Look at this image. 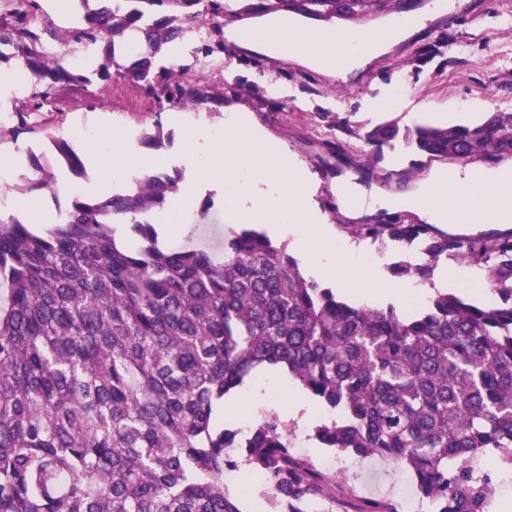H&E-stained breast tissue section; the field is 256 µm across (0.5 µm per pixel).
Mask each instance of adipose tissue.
Wrapping results in <instances>:
<instances>
[{"label": "adipose tissue", "mask_w": 512, "mask_h": 512, "mask_svg": "<svg viewBox=\"0 0 512 512\" xmlns=\"http://www.w3.org/2000/svg\"><path fill=\"white\" fill-rule=\"evenodd\" d=\"M440 9L429 8L419 19L407 15L391 16L374 27L351 29L353 47L343 53L325 54L315 46L316 40L335 32L334 24L313 21L297 15H272L243 19L229 26L225 36L243 50L273 58H285L292 63L314 69L331 79L358 78L373 61L389 53L396 46L413 38L422 22L438 18ZM93 161L107 174L106 180L94 186L97 194L110 192L113 182L142 163L141 156L124 146L117 138H104L92 150ZM499 172L495 169L439 170L416 184L401 201L403 207L413 210L428 224L448 223L452 211L473 198L471 185L476 178L494 182ZM336 199L349 218L360 220L374 216L388 207L380 194H367L358 183L342 176L336 180ZM279 395L288 404L292 416L311 417L313 408L307 398L287 379H279L276 387L257 381L224 405V414L243 419L266 405L272 395Z\"/></svg>", "instance_id": "adipose-tissue-1"}]
</instances>
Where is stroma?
Returning <instances> with one entry per match:
<instances>
[{
	"label": "stroma",
	"mask_w": 512,
	"mask_h": 512,
	"mask_svg": "<svg viewBox=\"0 0 512 512\" xmlns=\"http://www.w3.org/2000/svg\"><path fill=\"white\" fill-rule=\"evenodd\" d=\"M467 8L472 19H461L452 27L440 20L428 23L416 40L400 45L356 82L339 83L285 60L242 51L230 60L220 53L198 58L185 54L181 64L186 79L214 94L199 107L201 122L220 132L225 110L246 107L254 123L311 174V207L331 238L346 240L350 233L343 217L323 203L331 198L336 177L356 172L369 148L338 131L337 121L345 119L364 129L395 123L401 136L384 146L378 167L396 177L418 158L405 132L420 125L470 124L491 112H512V0H468ZM44 45L64 64L81 65L93 80L81 92L58 85L37 112L31 109L34 82L19 77L11 85H0V104L8 109L0 118V157L12 164L10 184L29 176V152H51L53 139L66 138L78 126L93 129L95 137L113 135L123 142H139L144 134L163 128L172 138L159 149L141 145L146 163L158 171L181 169L184 182H195V170L184 162V111L158 108L124 79L96 77L101 48L64 46L51 38ZM331 142L340 144V151L329 153ZM206 201L212 204L209 221L193 225L190 236H183L174 210L152 215L151 222L166 229V243L223 249L236 224L227 218L222 191L209 185L199 187L187 209L197 211ZM345 459L344 468L323 474L322 501L329 512H358L368 499L401 506L399 488L409 479L405 468L351 453ZM274 494L248 466L239 467L231 496L242 512H269Z\"/></svg>",
	"instance_id": "stroma-1"
}]
</instances>
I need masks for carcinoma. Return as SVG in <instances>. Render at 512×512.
<instances>
[{
  "label": "carcinoma",
  "instance_id": "cac0c4a2",
  "mask_svg": "<svg viewBox=\"0 0 512 512\" xmlns=\"http://www.w3.org/2000/svg\"><path fill=\"white\" fill-rule=\"evenodd\" d=\"M84 21L53 34L85 48L105 43L96 74L131 81L144 96L182 108L208 100L160 63L186 32L219 25L226 0H97ZM398 0H304L318 17H366ZM0 28V64L15 61L39 91L83 90L91 79L41 51L29 27L39 0H14ZM339 131L373 147L399 135L385 123ZM75 175L80 156L52 140ZM412 144L450 161L512 157V112L475 124L419 126ZM32 176L17 197L56 193L46 155H28ZM183 172L144 171L123 193L74 197L63 218L38 227L0 214V512H240L224 470L243 462L276 496L272 512H305L323 492L297 457L287 427L264 416L246 434L221 416L224 399L257 371L295 378L338 418L315 426L325 448L403 464L434 512H488L491 481L473 470L486 448H512V234L460 237L401 213L350 224L358 240L421 244L396 277L431 281L452 261L485 271L497 297L487 307L436 291L419 312L355 306L306 279L263 232L231 231L224 255L160 242L151 213L167 208ZM130 224L131 238L115 224Z\"/></svg>",
  "mask_w": 512,
  "mask_h": 512
}]
</instances>
